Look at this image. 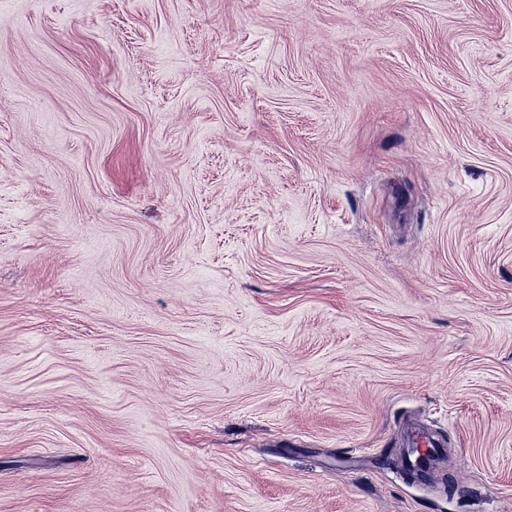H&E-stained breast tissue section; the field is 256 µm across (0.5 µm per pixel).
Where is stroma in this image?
Segmentation results:
<instances>
[{"label":"stroma","mask_w":512,"mask_h":512,"mask_svg":"<svg viewBox=\"0 0 512 512\" xmlns=\"http://www.w3.org/2000/svg\"><path fill=\"white\" fill-rule=\"evenodd\" d=\"M0 512H512V0H0Z\"/></svg>","instance_id":"35a3bbf8"}]
</instances>
